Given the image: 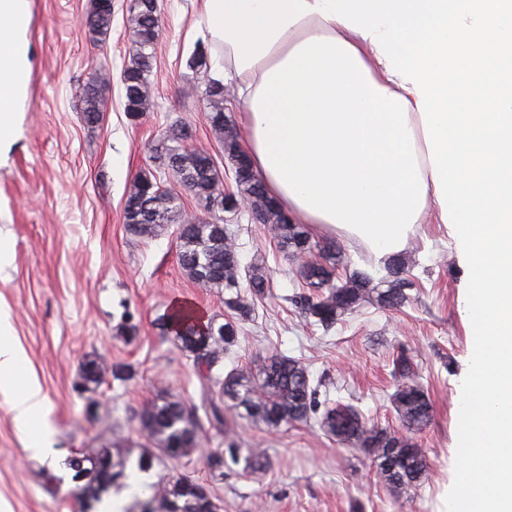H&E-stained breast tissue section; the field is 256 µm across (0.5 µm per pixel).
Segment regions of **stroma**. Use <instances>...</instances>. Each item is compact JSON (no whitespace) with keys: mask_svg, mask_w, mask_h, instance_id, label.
<instances>
[{"mask_svg":"<svg viewBox=\"0 0 512 512\" xmlns=\"http://www.w3.org/2000/svg\"><path fill=\"white\" fill-rule=\"evenodd\" d=\"M163 29L149 76L154 106L131 117L120 81L105 89L107 107L96 125L81 115L80 89L94 68L120 74L132 33V0H112V26L93 34L94 0H28L29 82L8 139L0 141V308L9 314L10 341L26 361L10 387L0 386V512H79L76 483L65 460L110 444L130 457L154 450L140 412L158 397L189 406L220 400L221 381L236 366L283 355L301 360L320 380L321 398L358 406L384 427L402 428L391 396L392 358L399 349L418 365V381L434 412L411 438L429 464L418 487L400 492L384 482L362 451L327 435L316 420L269 429L225 413L226 426L203 425L201 442L185 458L165 461L170 477L203 482L221 512H450L460 481L456 413L469 368L471 336L462 318L465 273L443 225H421L405 255L414 286L397 310L367 304L331 330L313 325L294 306L301 292L299 259L280 251L250 211L233 223L243 262L263 260L272 278L253 301L212 380L202 379L190 353L160 319L188 306L223 323L224 291L189 279L178 261L176 225L153 237L130 233L123 210L129 188L151 164L166 129L186 128L187 148L229 161L198 98L187 88L206 82L188 61L201 42L196 0H159ZM97 360L99 382L82 368ZM127 376L115 378V369ZM38 380L47 398L55 458L31 457L18 428L13 395ZM237 447L264 449L261 470L228 465L212 471L207 457ZM62 476L46 483L44 470Z\"/></svg>","mask_w":512,"mask_h":512,"instance_id":"stroma-1","label":"stroma"}]
</instances>
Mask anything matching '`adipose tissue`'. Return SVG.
Returning <instances> with one entry per match:
<instances>
[{"label":"adipose tissue","instance_id":"ef3b65f1","mask_svg":"<svg viewBox=\"0 0 512 512\" xmlns=\"http://www.w3.org/2000/svg\"><path fill=\"white\" fill-rule=\"evenodd\" d=\"M0 0V85L28 66ZM211 77L234 82L242 145L295 223L384 263L444 225L466 271L472 333L457 512H512V0H201ZM46 398L13 397L45 456Z\"/></svg>","mask_w":512,"mask_h":512}]
</instances>
